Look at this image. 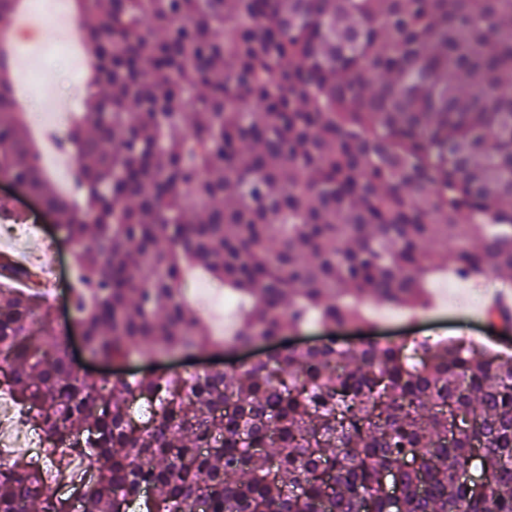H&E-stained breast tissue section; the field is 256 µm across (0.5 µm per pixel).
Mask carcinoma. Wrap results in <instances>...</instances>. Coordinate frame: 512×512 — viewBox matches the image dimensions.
I'll list each match as a JSON object with an SVG mask.
<instances>
[{
    "label": "carcinoma",
    "instance_id": "1",
    "mask_svg": "<svg viewBox=\"0 0 512 512\" xmlns=\"http://www.w3.org/2000/svg\"><path fill=\"white\" fill-rule=\"evenodd\" d=\"M77 2L92 72L63 135L81 197L39 163L1 55L0 177L79 246L90 356L274 343L365 321L368 301L420 308L444 268L512 276V0ZM188 268L246 302L232 342L188 301ZM43 298L0 253V386L47 455L87 459L83 512H512V356L331 337L112 380L75 371ZM48 478L0 463V512H74Z\"/></svg>",
    "mask_w": 512,
    "mask_h": 512
}]
</instances>
